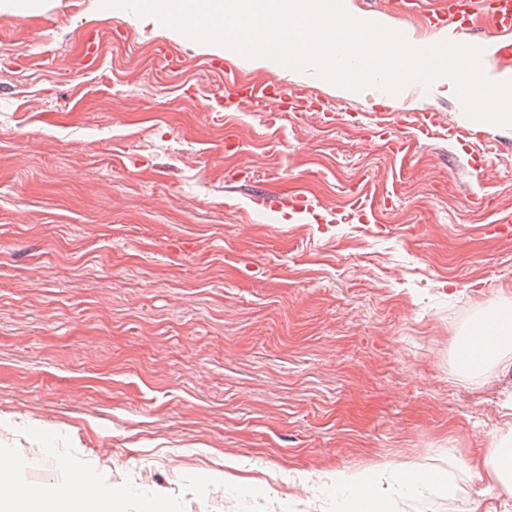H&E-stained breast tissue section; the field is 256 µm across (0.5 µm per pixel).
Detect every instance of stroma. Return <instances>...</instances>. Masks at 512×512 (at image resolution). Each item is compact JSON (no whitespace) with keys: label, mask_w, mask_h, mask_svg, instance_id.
I'll list each match as a JSON object with an SVG mask.
<instances>
[{"label":"stroma","mask_w":512,"mask_h":512,"mask_svg":"<svg viewBox=\"0 0 512 512\" xmlns=\"http://www.w3.org/2000/svg\"><path fill=\"white\" fill-rule=\"evenodd\" d=\"M230 70L335 119L231 109ZM380 98L101 0L0 13V452L26 482L67 461L121 512H337V471L413 464L458 493L395 485L393 512H471L512 366L459 374L454 340L512 301V235L487 229L512 216V128L428 94L425 134Z\"/></svg>","instance_id":"35a3bbf8"}]
</instances>
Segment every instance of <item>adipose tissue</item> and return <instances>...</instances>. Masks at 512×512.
Returning <instances> with one entry per match:
<instances>
[{"label":"adipose tissue","instance_id":"obj_1","mask_svg":"<svg viewBox=\"0 0 512 512\" xmlns=\"http://www.w3.org/2000/svg\"><path fill=\"white\" fill-rule=\"evenodd\" d=\"M489 338H481L480 322H473L467 336L457 337L455 358L462 371L471 373L501 363L512 353V307L496 310L489 322ZM27 463L0 453V501L10 512H114L118 492L93 482L81 470L64 466L61 482L39 487L25 484ZM336 492L345 512H387V490L381 482L361 473L336 474Z\"/></svg>","mask_w":512,"mask_h":512}]
</instances>
